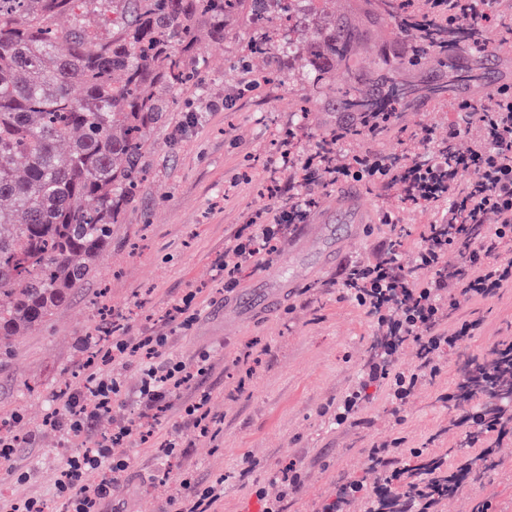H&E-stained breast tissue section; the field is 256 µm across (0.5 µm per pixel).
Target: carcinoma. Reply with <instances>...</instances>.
Listing matches in <instances>:
<instances>
[{
  "label": "carcinoma",
  "instance_id": "cac0c4a2",
  "mask_svg": "<svg viewBox=\"0 0 512 512\" xmlns=\"http://www.w3.org/2000/svg\"><path fill=\"white\" fill-rule=\"evenodd\" d=\"M77 0H0V340L37 329L95 274L143 173L151 130L171 111L200 67L199 31L222 39L232 25L258 32L234 65L249 70L259 55L291 57L264 24L293 0H124L122 21L101 42L86 30ZM68 15V29L55 20ZM443 23L414 39L440 60ZM358 31L340 25L316 33L305 50L313 87L328 74L350 73ZM412 56L389 62L380 80L384 99L400 108L444 88L396 77L416 66ZM343 108L376 112L381 103L353 81L340 88Z\"/></svg>",
  "mask_w": 512,
  "mask_h": 512
}]
</instances>
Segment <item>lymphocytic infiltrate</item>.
Masks as SVG:
<instances>
[{"label": "lymphocytic infiltrate", "instance_id": "lymphocytic-infiltrate-1", "mask_svg": "<svg viewBox=\"0 0 512 512\" xmlns=\"http://www.w3.org/2000/svg\"><path fill=\"white\" fill-rule=\"evenodd\" d=\"M440 15L448 29V47L481 42L489 46V33L512 36V0H412L404 19L413 24ZM459 123L449 125L448 137L435 144L427 157H420L421 137L402 132L403 149L387 156L373 149L348 151L350 142L373 140L396 130L392 112H357L323 138L309 155H301L295 137L281 139L278 158L288 166V204L277 212L256 210L247 224L234 234L224 254L220 272L225 289H233L245 266L271 257L277 243L295 226L304 223L316 205V187L356 183L367 190L384 191L403 185L406 201L417 207H441L435 223L426 225L411 258H404L409 235L392 210H385L383 223L395 232L385 251L353 263L340 283V296L354 301L371 319L375 340L358 383L336 404L337 425H356L374 385L388 389L392 404L403 406L426 379L438 376L449 353L472 335L475 322L464 319L472 304L512 288V260L504 258L512 248V86L478 102L461 101L453 106ZM468 135L466 147L457 144ZM460 261L447 262L449 252ZM166 334L128 337L120 321H113L105 347L95 357L115 360L144 353L136 419L99 433L91 448L68 460L58 478L68 492L70 512H101L129 463L114 456L113 448L127 442L147 440L157 422V412L173 390L205 375L206 358L185 364L168 353ZM413 346L418 362L400 369V348ZM86 385L61 393L64 412H51L46 426L67 438L79 439L94 430L100 417L121 395L119 381L100 374L93 360L86 361ZM461 445L474 447V430L505 436L512 432V406L487 411L471 406L455 422ZM370 468L376 473L373 486L344 480L321 512H347L353 501L365 500L366 512H439L444 488L423 456L422 450L403 454L397 440H386L368 451ZM418 476L422 488L394 494L403 475ZM224 495L223 479L200 484L182 477L169 512H210Z\"/></svg>", "mask_w": 512, "mask_h": 512}]
</instances>
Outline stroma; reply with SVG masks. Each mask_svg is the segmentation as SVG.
<instances>
[{
  "label": "stroma",
  "mask_w": 512,
  "mask_h": 512,
  "mask_svg": "<svg viewBox=\"0 0 512 512\" xmlns=\"http://www.w3.org/2000/svg\"><path fill=\"white\" fill-rule=\"evenodd\" d=\"M342 21L355 24L362 36L351 74L337 73L335 80L341 84L350 78L373 89L379 58L398 54L406 40L396 21L379 14L375 0H314L283 29L282 38L306 44L317 27ZM237 39L233 32L220 43L206 37L198 42L200 88L176 96L166 121L151 131L143 179L122 222L112 227L96 277L39 330L13 337L0 353V417L21 414L25 427L40 433L35 447L19 449L9 464L0 465V487L42 500L49 512H66L67 496L55 480L84 444L66 440L44 422L56 406V393L82 388L86 354L79 342L94 333L102 313L123 316L128 335L138 336L160 328L171 305L194 293L195 319L188 328L170 332L169 347L188 364L208 353L211 364L207 375L172 394L147 441L119 449L130 467L104 512H161L187 471L199 481L223 478L224 498L216 512H258L263 506L258 491L277 497L273 476L291 463L301 467L303 487L288 512H320L341 480L374 483L367 453L381 439H402L404 447L444 457L448 468H455L461 454L456 411L444 397L460 378L462 357L489 358L496 342L512 335L508 288L469 307L466 316L481 320V332L465 342L462 357L450 358L439 377L410 397L401 423L391 419L386 390L378 386L369 391L364 423L336 425V402L360 378L374 334L365 312L339 299L338 283L352 261L388 245L390 229L379 221L386 202L364 193L362 223L342 226L333 239L315 226L324 213L335 212L339 189L321 190L316 208L280 241L270 263L245 267L238 287L225 291L216 267L225 243L247 214L269 205L270 176L288 180L287 169L272 168L275 138L296 132L305 153L350 117L337 95L316 94L306 65L295 58L252 59L257 73L291 64L293 77L284 85L240 92L232 68ZM226 97L228 109H206L207 101ZM305 99L312 100L313 112H299ZM455 121L444 97L421 98L398 115L399 125L430 129L437 139L446 138ZM281 279L293 286L273 310L247 315L225 310L226 301H241L255 287ZM250 340L270 352L238 393L236 360ZM109 369L120 378L123 395L100 418L101 431L138 413V364L118 359ZM204 394L219 422L213 440L199 437L183 419V406ZM169 434L187 443L185 454L164 456L159 445ZM490 462L482 480L464 483L443 512H471L482 501L490 502L492 512H512V439L496 445Z\"/></svg>",
  "instance_id": "stroma-1"
}]
</instances>
